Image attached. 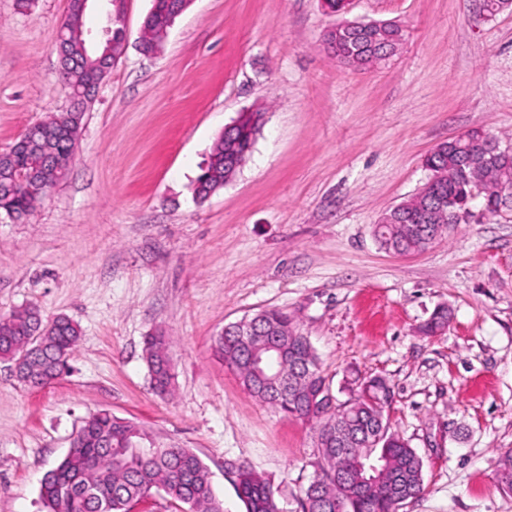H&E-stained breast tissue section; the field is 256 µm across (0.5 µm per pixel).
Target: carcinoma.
<instances>
[{"instance_id":"carcinoma-1","label":"carcinoma","mask_w":512,"mask_h":512,"mask_svg":"<svg viewBox=\"0 0 512 512\" xmlns=\"http://www.w3.org/2000/svg\"><path fill=\"white\" fill-rule=\"evenodd\" d=\"M84 18V13L71 11L70 33L59 48L66 81L78 94L85 92L91 81L99 83L106 76L95 66L98 55H83ZM162 40V27L146 18L140 35L142 51H156ZM402 40L403 30L393 21L362 22L328 34L334 57L353 68L383 60ZM83 117L84 112L68 109L42 121L41 134L47 151L54 155L55 166L44 165L32 181L12 182L13 169L30 171L40 162L27 149V134L0 158V213L13 220L25 218L46 197V185L57 186L64 180ZM488 137L483 130L472 129L440 144L425 159L426 169L436 179V192L448 199L451 224L470 217L471 204L477 199L484 213H496L498 191L512 187V154L489 159L484 149ZM253 147L247 134L219 137L207 172L193 183V195L203 201L223 188L237 173L224 167V156L236 154L243 163ZM475 180L485 188L476 197ZM423 209L424 200L416 195L386 211L375 227L380 244L399 255L426 250L428 245L417 232ZM447 322L448 308L440 307L420 332L435 336ZM259 328L265 335L247 346L230 325L216 337L214 348L255 398L312 425L314 478L304 490L302 512H400L405 504L419 498L425 489L423 462L392 430L389 409L393 391L387 380L370 377L347 400H332L318 357L292 316L278 309L264 310ZM267 335L280 337L286 347L282 357L270 362L272 373L286 380L301 367L309 369L300 396L288 398L268 392L249 370L248 356L263 352ZM80 337L79 326L69 318L46 319L37 309L26 307L0 316V360L14 362L27 351L18 380L27 386H46L63 374ZM169 348V339L162 333L145 339L152 387L160 396L172 392ZM345 425L355 439L343 443L339 433ZM159 490L181 512H224L207 468L192 450L160 443L143 429L102 410L84 422L67 455L45 475L40 501L43 512H132L135 505ZM237 492L246 512H279L273 485L247 468L238 470Z\"/></svg>"}]
</instances>
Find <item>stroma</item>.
<instances>
[{
  "label": "stroma",
  "instance_id": "obj_1",
  "mask_svg": "<svg viewBox=\"0 0 512 512\" xmlns=\"http://www.w3.org/2000/svg\"><path fill=\"white\" fill-rule=\"evenodd\" d=\"M151 0H123L126 52L86 111L66 179L25 220L0 214V315L37 306L82 339L69 370L24 386L0 362V512H40V484L107 410L191 449L224 512L245 466L301 512L313 432L253 397L214 350L225 325L292 314L339 399L387 379L393 428L424 465L402 512H512V198L399 256L374 228L429 178L425 157L480 128L512 144V10L472 0H193L152 56ZM69 0H0V154L69 104L57 34ZM395 21L400 52L356 70L326 44L339 21ZM263 110L237 178L199 203L192 182L224 127ZM445 332L419 331L435 309ZM172 340L170 397L144 339ZM163 40V29L158 22L151 17H147L141 29L140 47L143 52H155Z\"/></svg>",
  "mask_w": 512,
  "mask_h": 512
}]
</instances>
